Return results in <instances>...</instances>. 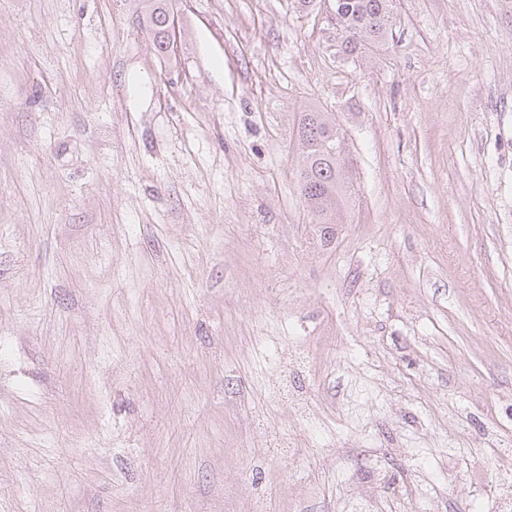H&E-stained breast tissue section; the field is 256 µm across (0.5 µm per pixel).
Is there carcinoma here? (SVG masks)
Masks as SVG:
<instances>
[{
	"label": "carcinoma",
	"mask_w": 512,
	"mask_h": 512,
	"mask_svg": "<svg viewBox=\"0 0 512 512\" xmlns=\"http://www.w3.org/2000/svg\"><path fill=\"white\" fill-rule=\"evenodd\" d=\"M395 0H334L336 26L346 34L345 49L385 39L392 27ZM142 20L153 33L155 50L165 55L176 41L174 12L169 0H142ZM336 129L325 113H301L298 149L302 159L298 183L303 204L316 224H339L353 184L346 180L347 163L326 149Z\"/></svg>",
	"instance_id": "cac0c4a2"
}]
</instances>
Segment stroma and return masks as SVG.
I'll return each instance as SVG.
<instances>
[{
    "label": "stroma",
    "instance_id": "1",
    "mask_svg": "<svg viewBox=\"0 0 512 512\" xmlns=\"http://www.w3.org/2000/svg\"><path fill=\"white\" fill-rule=\"evenodd\" d=\"M140 12L0 0V512H500L512 0H396L353 56L323 0H175L166 55ZM335 126L325 112L314 108L301 112L297 134L302 164L298 183L302 202L315 224H342L343 209L354 190L345 177L348 163L338 161L346 158L345 136ZM334 136L336 154L326 149Z\"/></svg>",
    "mask_w": 512,
    "mask_h": 512
}]
</instances>
